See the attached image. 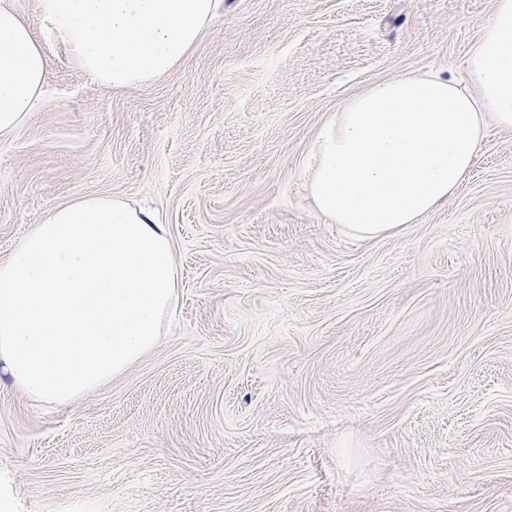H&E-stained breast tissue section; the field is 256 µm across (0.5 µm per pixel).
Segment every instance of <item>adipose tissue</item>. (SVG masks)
<instances>
[{
  "label": "adipose tissue",
  "instance_id": "ef3b65f1",
  "mask_svg": "<svg viewBox=\"0 0 512 512\" xmlns=\"http://www.w3.org/2000/svg\"><path fill=\"white\" fill-rule=\"evenodd\" d=\"M223 0H37L78 67L113 88L157 80L198 41ZM49 62L29 22L0 0V138L38 106ZM473 91L403 73L347 98L323 125L304 188L330 224L394 236L447 204L489 126L512 129V0L466 60ZM168 228L147 208L85 196L52 208L0 261V372L65 404L157 346L176 298Z\"/></svg>",
  "mask_w": 512,
  "mask_h": 512
}]
</instances>
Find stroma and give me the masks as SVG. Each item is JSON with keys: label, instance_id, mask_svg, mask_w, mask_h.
Masks as SVG:
<instances>
[{"label": "stroma", "instance_id": "stroma-1", "mask_svg": "<svg viewBox=\"0 0 512 512\" xmlns=\"http://www.w3.org/2000/svg\"><path fill=\"white\" fill-rule=\"evenodd\" d=\"M50 60L0 139V261L53 207L147 203L179 271L158 345L78 401L0 379V512H512V129L383 239L303 182L343 101L463 76L491 0H224L164 77Z\"/></svg>", "mask_w": 512, "mask_h": 512}]
</instances>
